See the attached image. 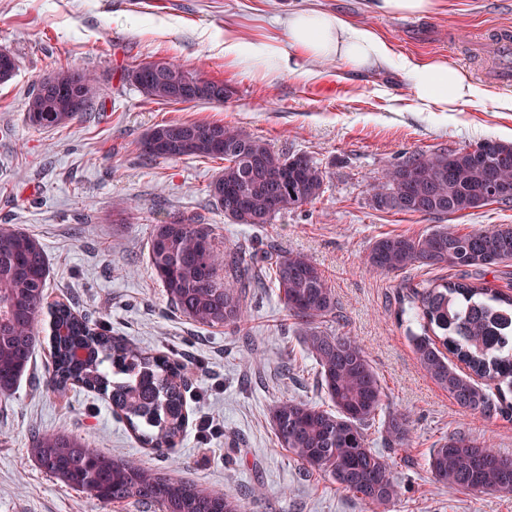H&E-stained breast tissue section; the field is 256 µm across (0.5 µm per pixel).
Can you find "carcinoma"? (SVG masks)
Here are the masks:
<instances>
[{"mask_svg":"<svg viewBox=\"0 0 512 512\" xmlns=\"http://www.w3.org/2000/svg\"><path fill=\"white\" fill-rule=\"evenodd\" d=\"M162 65L163 76L138 90L149 100L183 104L176 88L199 80L173 61H151L127 71ZM99 96L96 78L71 65L49 70L29 99L30 125L50 130L78 116L77 98L87 111ZM140 150L151 161L184 157L224 161L208 185L209 196L235 224H269L280 213L318 199L325 172L308 156L274 151L265 140L217 122L175 121L152 127ZM498 187L494 202L512 203V162L492 164L470 147L417 153L386 170L384 181L370 185L377 210L423 215H453L480 208L489 200L483 189ZM216 227L173 216L150 228L151 269L175 309L209 328L235 326L244 317L247 288L258 278L255 266L217 242ZM512 263V224L460 233L438 226L418 236L385 235L373 241L365 265L374 272L412 266L465 273ZM279 300L304 328L303 344L318 365V381L328 404L285 399L271 410L277 446L294 459L331 476L369 506L397 496L391 457L370 448L368 431L383 406V387L363 348L350 336L317 330L315 322L334 313L336 298L316 264L302 253L275 261ZM49 266L45 249L33 235L0 225V395L11 393L29 370L39 342L37 325L51 324L49 379L56 391L79 386L108 396L112 409L146 446L171 450L187 423L185 383L178 363L115 339L64 302L46 304ZM492 309L512 323V296L481 280H431L398 297L399 315L415 321L409 331L417 358L429 377L448 391L464 411L493 418L512 406V332L501 333L486 316ZM455 357L468 369L460 373ZM494 383L490 393L476 382ZM388 448L402 447L410 420L390 413L381 421ZM32 455L67 485L88 491L101 503L134 501L160 512H241L238 497L223 489L182 482L167 474L106 455L81 438L65 433L34 436ZM433 478L460 491H512V456L484 441L450 434L431 449Z\"/></svg>","mask_w":512,"mask_h":512,"instance_id":"carcinoma-1","label":"carcinoma"}]
</instances>
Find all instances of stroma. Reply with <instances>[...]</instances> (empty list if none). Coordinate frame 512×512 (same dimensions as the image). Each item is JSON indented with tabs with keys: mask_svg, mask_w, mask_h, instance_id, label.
<instances>
[{
	"mask_svg": "<svg viewBox=\"0 0 512 512\" xmlns=\"http://www.w3.org/2000/svg\"><path fill=\"white\" fill-rule=\"evenodd\" d=\"M317 8L373 28L407 59L438 58L485 90L456 112H427L398 69L353 72L332 58L299 72L224 54L225 36L249 45H287L290 11ZM512 31V0H438L424 17L372 11L369 0H0V51L15 77L0 84V223L34 234L50 264L47 299L74 305L122 341L182 365L189 412L182 440L164 454L141 444L102 394L51 388L50 345L9 399H0V512H154L136 502L103 504L46 472L31 454L35 433L64 432L91 447L176 479L224 487L245 512H512V492L464 493L433 479L426 460L440 439L464 433L512 456V416L461 410L420 366L398 316L402 288L433 279L410 267L369 271L364 257L384 234L419 235L444 223L470 232L512 224V206L491 203L444 218L379 211L368 186L418 152L462 148L491 138L512 142V112L477 46ZM176 59L223 82L221 103L161 104L123 75L136 65ZM73 63L98 79L88 112L54 130L26 120L46 71ZM170 121L242 127L276 151L304 154L326 173L323 195L269 224H235L207 186L222 163L208 158L148 161L141 137ZM174 215L212 224L225 248L260 258L300 252L322 270L336 310L321 331L354 337L384 389L383 413L408 415L407 446L392 455L398 496L369 507L324 473L277 447L271 409L284 399L325 403L303 328L283 308L266 270L246 297L240 327L212 329L175 311L148 260L151 225ZM221 434L200 437V420Z\"/></svg>",
	"mask_w": 512,
	"mask_h": 512,
	"instance_id": "obj_1",
	"label": "stroma"
}]
</instances>
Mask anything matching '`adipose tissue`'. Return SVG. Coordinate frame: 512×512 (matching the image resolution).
Returning a JSON list of instances; mask_svg holds the SVG:
<instances>
[{
    "label": "adipose tissue",
    "mask_w": 512,
    "mask_h": 512,
    "mask_svg": "<svg viewBox=\"0 0 512 512\" xmlns=\"http://www.w3.org/2000/svg\"><path fill=\"white\" fill-rule=\"evenodd\" d=\"M227 56L248 61L272 58L281 69L296 72L304 63L333 58L354 71L382 70L402 64L416 100L434 112H455L483 96L484 91L439 59L424 64L399 62L391 42L369 27L353 24L341 15L301 9L288 17V44L253 47L228 39Z\"/></svg>",
    "instance_id": "obj_1"
}]
</instances>
